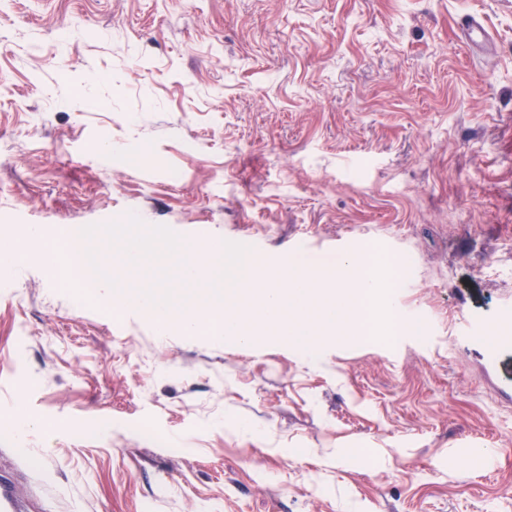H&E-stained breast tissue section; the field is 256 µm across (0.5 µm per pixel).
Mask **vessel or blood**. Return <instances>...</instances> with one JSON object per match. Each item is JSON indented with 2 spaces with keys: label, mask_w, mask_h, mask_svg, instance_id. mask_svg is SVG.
Here are the masks:
<instances>
[{
  "label": "vessel or blood",
  "mask_w": 512,
  "mask_h": 512,
  "mask_svg": "<svg viewBox=\"0 0 512 512\" xmlns=\"http://www.w3.org/2000/svg\"><path fill=\"white\" fill-rule=\"evenodd\" d=\"M463 40L471 45H481L491 35L485 23L468 18L461 30ZM458 341L480 348L486 373L494 377L495 398L500 405L512 404V380H499L506 356L512 354V301L504 300L493 319L476 316L462 317L458 325ZM31 504L20 498L9 478L0 475V512H29Z\"/></svg>",
  "instance_id": "b4317fda"
}]
</instances>
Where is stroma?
<instances>
[{
	"label": "stroma",
	"instance_id": "stroma-1",
	"mask_svg": "<svg viewBox=\"0 0 512 512\" xmlns=\"http://www.w3.org/2000/svg\"><path fill=\"white\" fill-rule=\"evenodd\" d=\"M131 213L271 270L399 259L424 332L314 365L163 335L36 253L0 275V413L32 425L0 472L35 512H512V408L454 328L512 298V0H0V231ZM461 33L462 39L470 45H481L492 39L485 23L475 17L465 21Z\"/></svg>",
	"mask_w": 512,
	"mask_h": 512
}]
</instances>
